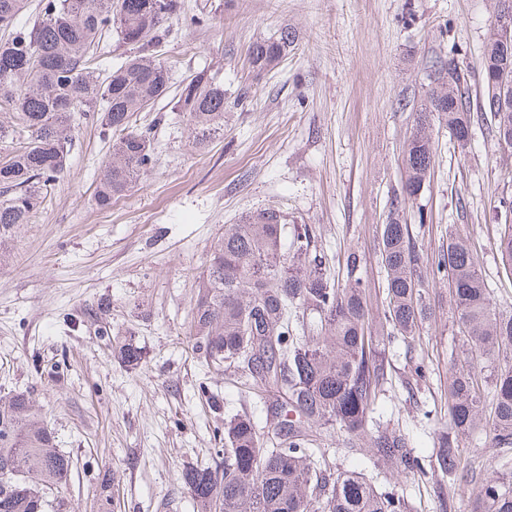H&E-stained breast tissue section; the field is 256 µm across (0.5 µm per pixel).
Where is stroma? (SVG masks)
Here are the masks:
<instances>
[{
	"label": "stroma",
	"instance_id": "obj_1",
	"mask_svg": "<svg viewBox=\"0 0 512 512\" xmlns=\"http://www.w3.org/2000/svg\"><path fill=\"white\" fill-rule=\"evenodd\" d=\"M205 26L173 20L157 49L176 82L205 73L224 84V135L200 147L186 116L165 97L137 116L154 125L152 171L107 208L94 190L112 151L95 120H77L68 165L45 210L19 225L0 258V396L28 395L73 460L54 494L56 512H193L177 483L189 465L214 463L215 436L228 414L266 409L242 378L207 362L187 338L195 285L225 225L277 208L309 224L328 275H357L372 317L383 312L376 231L401 192L400 158L436 59H455L471 102L482 94L485 43L500 0H182ZM289 30L294 42L272 71L253 68L249 46ZM434 167L406 206L424 253L448 244L457 225L479 257L500 309L512 311V281L500 272L495 242L512 201V151L471 111L466 149L434 125ZM435 311L413 356L428 378L410 381L403 350L389 352L392 392L374 414L410 436L415 455L432 453L446 417L448 359L460 349L451 289L429 279ZM133 337L145 359L130 368L112 339ZM436 410V420L422 418ZM339 470L363 473L407 497L414 512H440L435 476L415 480L365 450L325 441ZM475 481L446 486L451 512H470L481 479L495 476V449L464 441Z\"/></svg>",
	"mask_w": 512,
	"mask_h": 512
}]
</instances>
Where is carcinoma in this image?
Masks as SVG:
<instances>
[{"label":"carcinoma","instance_id":"1","mask_svg":"<svg viewBox=\"0 0 512 512\" xmlns=\"http://www.w3.org/2000/svg\"><path fill=\"white\" fill-rule=\"evenodd\" d=\"M27 0H0V244L17 224H28L45 205L63 173L76 116L93 115L112 136V155L96 186L98 205L129 191L156 161L152 127L136 129L137 114L164 98L172 86L155 47L171 36L164 23L180 16V0H41L31 23L19 21ZM117 34L133 54L99 67L103 39ZM293 43L282 31L254 43L249 60L258 70L278 65ZM483 96L490 112L489 81L512 74V47L489 35L483 56ZM433 80L414 113L403 156L401 197L381 225L378 247L385 272L387 309L370 316L367 293L355 276L359 255L346 258L347 280L333 284L323 256L311 252L313 229L295 224L286 239L287 216L265 209L239 224L224 225L198 282L190 338L205 358L246 378L266 399H275L276 423L263 434L248 413L224 422V461L190 466L178 481L195 512H410L404 497L380 491L357 471L335 473L317 466V430L336 426L353 448L366 447L378 460L412 477L428 470L450 480L474 477L461 448L466 438L512 450V366L495 365L512 349V313L500 310L477 258L454 226L448 248L431 258V271L451 279L453 316L469 349L448 359V427L438 432L432 459L413 455L399 428L374 424L373 407L388 383V365L373 342L414 347L432 315L421 275L425 257L416 247L404 206L422 190L435 161L431 126L448 127L460 148L469 140L471 102L458 68ZM186 113L188 137L205 144L224 135V85L203 73L181 87L176 101ZM497 143L512 134V111L491 112ZM512 279V225L495 243ZM120 360L130 367L144 359L126 341ZM72 466L23 393L0 397V512H50L47 491L60 486ZM484 479L473 512H512V469Z\"/></svg>","mask_w":512,"mask_h":512}]
</instances>
